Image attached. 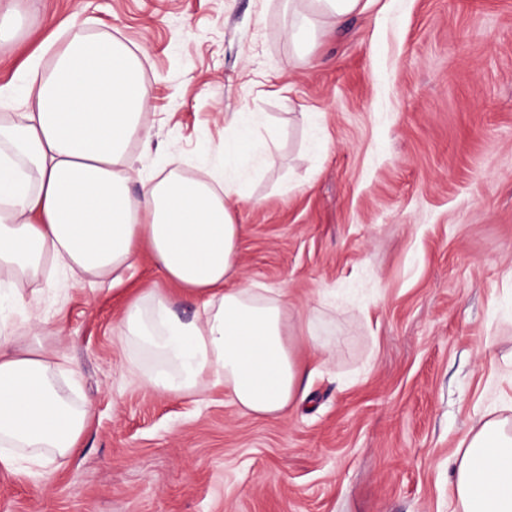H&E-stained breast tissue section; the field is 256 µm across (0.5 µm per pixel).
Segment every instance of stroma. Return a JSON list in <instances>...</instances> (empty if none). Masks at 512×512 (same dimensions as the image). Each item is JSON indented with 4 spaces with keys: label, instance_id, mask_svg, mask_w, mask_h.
Returning a JSON list of instances; mask_svg holds the SVG:
<instances>
[{
    "label": "stroma",
    "instance_id": "1",
    "mask_svg": "<svg viewBox=\"0 0 512 512\" xmlns=\"http://www.w3.org/2000/svg\"><path fill=\"white\" fill-rule=\"evenodd\" d=\"M286 0H18L0 85L74 34L112 36L150 90L141 177L210 176L224 116L277 134L234 214L239 275L284 287L340 347L279 419L213 389L155 393L117 339L142 258L107 286L24 288L35 348L78 370L90 415L47 477L0 467V512H450L460 440L512 379V0H376L310 48Z\"/></svg>",
    "mask_w": 512,
    "mask_h": 512
}]
</instances>
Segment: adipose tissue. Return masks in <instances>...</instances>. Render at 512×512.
Masks as SVG:
<instances>
[{
    "mask_svg": "<svg viewBox=\"0 0 512 512\" xmlns=\"http://www.w3.org/2000/svg\"><path fill=\"white\" fill-rule=\"evenodd\" d=\"M374 0H303L288 26L313 41ZM23 111L0 115V272L39 281L44 262L78 278L116 283L149 252L176 295L151 288L127 303L122 344L155 359L147 380L159 394L201 396L223 387L245 413L278 419L304 400L321 361L294 342L332 354L313 322L293 317L288 291L237 281L244 197L241 173L268 157L275 132L259 139L253 112L226 118L224 169L209 180L169 170L131 194L132 142H149V89L136 54L115 38L77 36L59 46L50 69L22 64ZM199 300L180 317L175 297ZM0 319V466L27 461L49 476L72 453L89 416L57 379L62 351L35 350ZM454 512H512V434L500 418H478L461 440L449 482Z\"/></svg>",
    "mask_w": 512,
    "mask_h": 512,
    "instance_id": "adipose-tissue-1",
    "label": "adipose tissue"
}]
</instances>
